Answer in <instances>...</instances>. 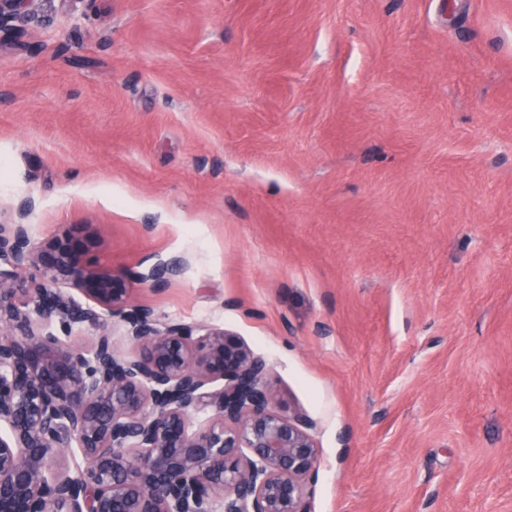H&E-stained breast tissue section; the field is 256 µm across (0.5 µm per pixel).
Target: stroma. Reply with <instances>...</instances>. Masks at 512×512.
I'll return each instance as SVG.
<instances>
[{"instance_id": "obj_1", "label": "stroma", "mask_w": 512, "mask_h": 512, "mask_svg": "<svg viewBox=\"0 0 512 512\" xmlns=\"http://www.w3.org/2000/svg\"><path fill=\"white\" fill-rule=\"evenodd\" d=\"M0 41V221L236 334L311 512H512V0H42ZM183 267L158 289L155 265Z\"/></svg>"}]
</instances>
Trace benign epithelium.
<instances>
[{"label":"benign epithelium","instance_id":"1","mask_svg":"<svg viewBox=\"0 0 512 512\" xmlns=\"http://www.w3.org/2000/svg\"><path fill=\"white\" fill-rule=\"evenodd\" d=\"M40 2L0 0V32ZM31 209L0 224V512H310L312 424L277 410L268 363L222 328L128 307L127 277L79 241L32 244ZM114 317L134 353L112 345ZM80 325L95 330L89 350L61 338ZM71 448L80 458L52 472Z\"/></svg>","mask_w":512,"mask_h":512}]
</instances>
